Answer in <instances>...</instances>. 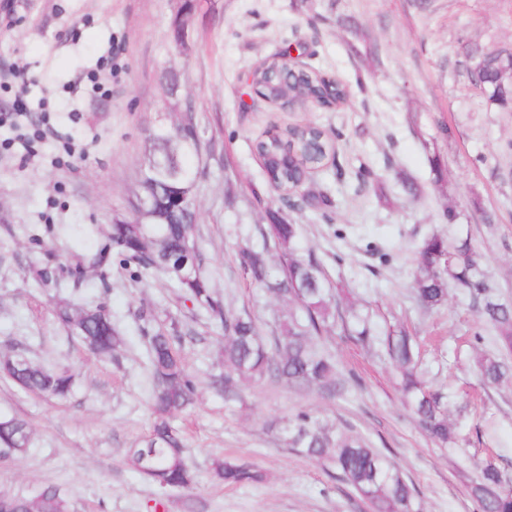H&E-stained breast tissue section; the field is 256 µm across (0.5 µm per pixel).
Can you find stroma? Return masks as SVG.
I'll use <instances>...</instances> for the list:
<instances>
[{"instance_id": "1", "label": "stroma", "mask_w": 512, "mask_h": 512, "mask_svg": "<svg viewBox=\"0 0 512 512\" xmlns=\"http://www.w3.org/2000/svg\"><path fill=\"white\" fill-rule=\"evenodd\" d=\"M180 3L0 0V14L11 15L0 25V70L16 71L0 77V105L19 93L45 117L38 138L0 124V352L21 348L75 373L64 401L0 377V413L32 433L24 458L0 462V496L53 485L69 512H369L328 462L284 445L289 421L306 411L390 456L414 484L419 512H476L469 489L479 466L497 465L512 483V379L479 385L474 357L495 346L468 297L453 290L439 310L419 308L414 250L432 234L470 240L497 294L512 300V105L492 103L458 65L468 47L512 49V0H192L184 50L174 34ZM296 44L349 87L347 104L292 111L255 96L254 65ZM189 105L201 146L196 229L213 299L273 335L285 301L251 284L237 246H263L265 212L281 210L298 226V255L318 259L342 309L369 314L376 331L400 325L418 337L425 379L450 400L454 447L425 436L381 348L357 342L344 321L324 337L349 379L342 397L263 379L228 402L213 383L224 338L205 307L165 276L132 278L116 257L96 266L113 217L131 212L150 132L178 124ZM306 122L338 137V168L312 179L331 200L321 215L280 200L254 149L270 129ZM361 167L378 176L362 191ZM75 265L86 270L79 286L65 273ZM36 268L49 280L36 283ZM59 300L105 304L124 345L107 359L92 355L54 321ZM146 309L155 323L178 321L174 346L196 381L194 403L173 418L197 473L189 489L145 483L129 462L152 422ZM224 457L251 461L265 481L224 485L212 471Z\"/></svg>"}]
</instances>
